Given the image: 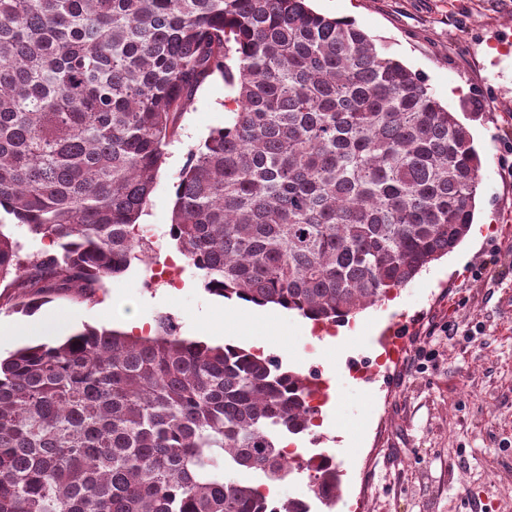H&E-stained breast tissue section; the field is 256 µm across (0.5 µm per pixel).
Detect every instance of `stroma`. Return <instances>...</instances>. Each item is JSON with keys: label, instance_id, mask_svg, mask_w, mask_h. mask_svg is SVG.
<instances>
[{"label": "stroma", "instance_id": "stroma-1", "mask_svg": "<svg viewBox=\"0 0 512 512\" xmlns=\"http://www.w3.org/2000/svg\"><path fill=\"white\" fill-rule=\"evenodd\" d=\"M350 20L419 73L473 135L482 162L475 222L448 256L388 301L356 314L344 348L279 306L208 294L182 265L167 230L178 175L190 152L224 124L232 91L209 80L178 119L141 223L156 227L158 263L180 262L176 286L151 283L143 263L107 281L97 302L41 307L62 336L91 326L150 328L174 316L183 336L212 345L266 343L267 355L334 392L322 409L320 445L341 474L331 512H512V0H310ZM405 350L376 367L381 336Z\"/></svg>", "mask_w": 512, "mask_h": 512}]
</instances>
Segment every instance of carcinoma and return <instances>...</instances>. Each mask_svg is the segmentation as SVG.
<instances>
[{"instance_id":"cac0c4a2","label":"carcinoma","mask_w":512,"mask_h":512,"mask_svg":"<svg viewBox=\"0 0 512 512\" xmlns=\"http://www.w3.org/2000/svg\"><path fill=\"white\" fill-rule=\"evenodd\" d=\"M228 121L190 152L168 235L205 291L342 323L452 252L482 182L424 79L306 0H0V309L94 302L212 77ZM304 375L179 332L86 326L0 359V512H306L236 477L307 432ZM0 224H7L5 231L11 233L14 239H17L23 246V250L26 253H35L39 250L47 247L51 248L48 244V240H42L40 237H34L25 228L17 227L16 220L1 210Z\"/></svg>"}]
</instances>
